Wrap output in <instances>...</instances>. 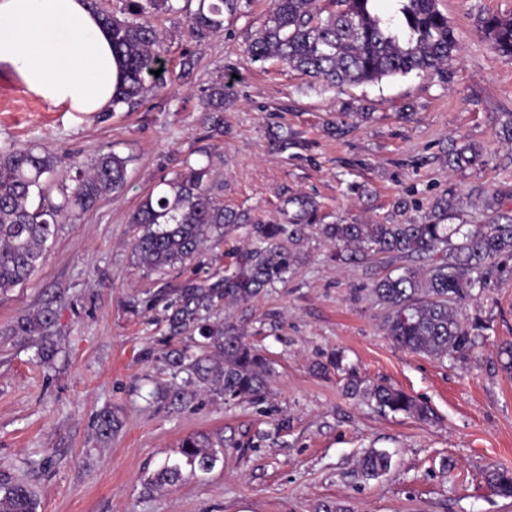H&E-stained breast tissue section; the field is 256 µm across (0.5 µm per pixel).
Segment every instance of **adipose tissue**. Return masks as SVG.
<instances>
[{
	"instance_id": "obj_1",
	"label": "adipose tissue",
	"mask_w": 512,
	"mask_h": 512,
	"mask_svg": "<svg viewBox=\"0 0 512 512\" xmlns=\"http://www.w3.org/2000/svg\"><path fill=\"white\" fill-rule=\"evenodd\" d=\"M0 69L71 112H108L121 81L109 31L88 0H0Z\"/></svg>"
}]
</instances>
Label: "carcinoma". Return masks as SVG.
Here are the masks:
<instances>
[{"label":"carcinoma","instance_id":"1","mask_svg":"<svg viewBox=\"0 0 512 512\" xmlns=\"http://www.w3.org/2000/svg\"><path fill=\"white\" fill-rule=\"evenodd\" d=\"M242 0H123L118 10L89 0L112 39V51L123 68V82L113 109L133 105L163 88L166 68L162 48L166 33L155 23L162 14L186 12L188 34L197 42L224 30V14H236ZM382 11L376 0H330L334 9L318 0H272L264 25L246 38L244 52L252 61L276 59L289 69L321 83L326 89L378 81L412 71L448 74V60L457 40L438 0H393ZM492 48L512 61V16L492 15L482 22ZM204 119L224 111V83L205 91ZM479 150L471 145L448 151V164H472ZM129 159L115 152L102 154L88 165L48 149L16 148L0 151V292L28 281L46 253V244L59 223L75 212L93 209L104 197L121 191ZM74 172L70 183H55L59 171ZM209 168L186 163L183 171L161 180L163 189L148 194L131 217L143 233L133 246L139 264L163 269L197 257L212 238L243 225L251 242L233 268L220 277L188 279L180 287L162 289L154 302H164L169 339L200 337L198 351L171 349L165 360L185 373L179 386L162 388L156 399L173 408L191 404L201 390L240 402L260 399L267 388V359L232 326L211 320L224 301L247 303L263 289L284 282L295 272L296 247L309 237L308 224L315 204L304 198L284 201L283 212L296 211L288 224L251 221L245 211L224 206L207 184ZM58 192L60 199L52 198ZM452 200L440 197L430 215L406 224H326L322 234L341 262L363 264L377 256H399L427 261L407 265L402 273L376 280L371 288L388 314L386 335L398 347L433 358L463 356L475 344L477 324L462 320L456 303L491 288L492 273L512 276V217L490 224H447ZM52 321L45 308L17 319L13 332L32 336ZM496 366L512 376V342L498 347ZM364 394L383 411L424 418L426 408L405 391L376 384ZM119 427L112 412L97 419L96 433L108 438ZM180 457L165 462L150 478L152 486H172L184 477L209 473L224 456V440L189 436L179 447ZM392 462L384 449L372 448L360 461L366 477L386 473ZM487 483L500 496L512 497V471L494 469ZM38 503L22 484L0 483V512H37Z\"/></svg>","mask_w":512,"mask_h":512}]
</instances>
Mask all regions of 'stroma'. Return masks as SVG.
<instances>
[{
	"label": "stroma",
	"mask_w": 512,
	"mask_h": 512,
	"mask_svg": "<svg viewBox=\"0 0 512 512\" xmlns=\"http://www.w3.org/2000/svg\"><path fill=\"white\" fill-rule=\"evenodd\" d=\"M460 51L447 78L423 72L326 90L270 59L250 62L247 33L271 0H250L204 42L185 15H162L171 31L167 86L129 111L70 112L30 95L0 72V150L27 145L66 152L78 164L99 154L127 157V184L90 211L59 224L29 281L0 293V483L27 485L37 512H512V498L485 480L512 470V379L494 372L499 344L512 341V280L458 305L483 330L465 356L435 359L393 344L374 280L403 266L331 261L322 224H402L451 193L455 224L512 215V142L498 132L512 113V62L481 31L512 0H439ZM224 85V109L201 120L202 96ZM293 139L280 152L281 134ZM479 147V163L448 164L452 145ZM211 166L225 206L283 223L284 199L316 200L315 231L287 282L215 317L244 331L270 360L264 398L237 404L207 392L183 409L153 402L175 382L158 290L223 274L246 229L209 242L183 265L150 270L133 252L142 234L130 217L162 177L186 164ZM483 189L494 209L470 199ZM42 333L16 336L17 318L42 308ZM360 390L347 394V380ZM382 382L427 406L428 419L381 411L362 392ZM122 422L110 440L95 421ZM224 440L207 474L156 489L149 478L175 460L192 435ZM387 450L388 472L363 478L366 449Z\"/></svg>",
	"instance_id": "35a3bbf8"
}]
</instances>
